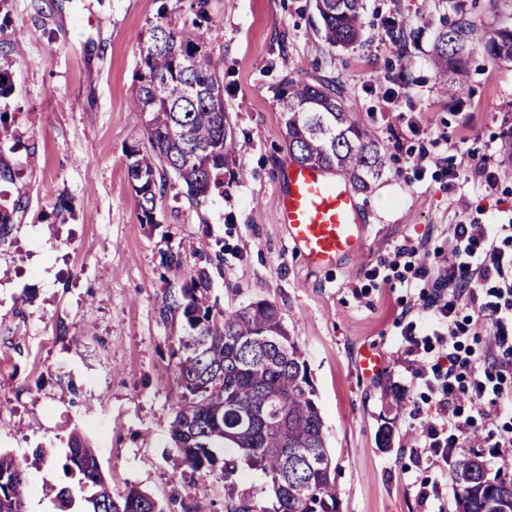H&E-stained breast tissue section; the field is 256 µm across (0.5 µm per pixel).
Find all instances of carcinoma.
Masks as SVG:
<instances>
[{
    "mask_svg": "<svg viewBox=\"0 0 512 512\" xmlns=\"http://www.w3.org/2000/svg\"><path fill=\"white\" fill-rule=\"evenodd\" d=\"M321 32L331 46L349 45L364 27L363 0H315ZM139 86L134 111L142 116L147 145L126 152L127 176L141 221L156 223V199L166 192V174L182 184L188 202L224 188V168L241 149L221 94L223 80L196 22L149 24L141 34ZM482 52L491 60H512V28L488 30L460 19L435 46L438 78L449 94L465 84L467 58ZM274 96L288 151L299 166L316 165L348 177L366 191L385 168L384 155L368 131L345 107L333 81L284 77ZM160 315L178 322L174 355L180 392L171 440L180 464L194 473L211 471L216 448H235L264 471L272 508L227 504V512H340L323 420L307 366L288 335L278 307L258 301L219 310L210 299V273L200 267L167 288ZM64 468L78 487L45 490L63 509L76 490L85 512H163L149 494L134 487L113 494L94 449L70 435ZM455 512H512V479L490 478L473 452L452 468ZM26 464L0 453V512H24Z\"/></svg>",
    "mask_w": 512,
    "mask_h": 512,
    "instance_id": "1",
    "label": "carcinoma"
}]
</instances>
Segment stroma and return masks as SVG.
Instances as JSON below:
<instances>
[{
  "mask_svg": "<svg viewBox=\"0 0 512 512\" xmlns=\"http://www.w3.org/2000/svg\"><path fill=\"white\" fill-rule=\"evenodd\" d=\"M191 2L0 0V73L12 88L0 96V160L13 171L0 204L15 210L0 242V452L27 461L25 512H60L43 490L73 483L64 463L74 431L113 493L138 488L165 512L243 494L270 506L267 477L245 460L202 477L172 452L180 330L162 321L161 298L203 265L218 308L280 309L315 389L341 512H455L449 475L413 445L410 405L431 393L396 362V322L420 291L415 265L395 263L394 251L424 239L444 252L449 225L512 222V153L502 148L512 62L472 55L456 99L433 66L441 31L464 14L511 27L512 0H364L361 36L344 47L323 40L314 0H208L202 29L242 149L223 192L199 203L169 179L152 228L125 156L142 135L131 109L140 35L163 15L192 20ZM286 75L335 79L386 155L383 176L357 195L363 252L331 267L309 268L276 222L292 158L273 90ZM219 247L222 263L206 265ZM170 250L181 270L161 266ZM374 267L383 283L366 279ZM368 347L382 359L369 379L358 365Z\"/></svg>",
  "mask_w": 512,
  "mask_h": 512,
  "instance_id": "stroma-1",
  "label": "stroma"
}]
</instances>
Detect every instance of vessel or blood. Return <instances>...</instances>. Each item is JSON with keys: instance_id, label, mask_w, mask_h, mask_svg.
<instances>
[{"instance_id": "1", "label": "vessel or blood", "mask_w": 512, "mask_h": 512, "mask_svg": "<svg viewBox=\"0 0 512 512\" xmlns=\"http://www.w3.org/2000/svg\"><path fill=\"white\" fill-rule=\"evenodd\" d=\"M361 206L354 193L323 169L289 168L276 221L294 252L308 265L336 264L363 249Z\"/></svg>"}]
</instances>
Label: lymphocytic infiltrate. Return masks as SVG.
I'll use <instances>...</instances> for the list:
<instances>
[{"label":"lymphocytic infiltrate","instance_id":"obj_1","mask_svg":"<svg viewBox=\"0 0 512 512\" xmlns=\"http://www.w3.org/2000/svg\"><path fill=\"white\" fill-rule=\"evenodd\" d=\"M436 294L421 307L425 332L402 328L404 364L435 398L414 437L449 463L458 448L512 446V224H453L448 253L409 248ZM482 426H474L472 412Z\"/></svg>","mask_w":512,"mask_h":512}]
</instances>
